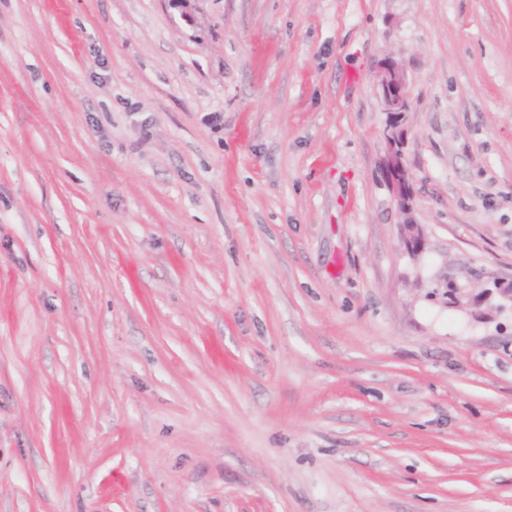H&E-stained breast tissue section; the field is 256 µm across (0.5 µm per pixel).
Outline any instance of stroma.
<instances>
[{
	"instance_id": "stroma-1",
	"label": "stroma",
	"mask_w": 512,
	"mask_h": 512,
	"mask_svg": "<svg viewBox=\"0 0 512 512\" xmlns=\"http://www.w3.org/2000/svg\"><path fill=\"white\" fill-rule=\"evenodd\" d=\"M448 275L512 280V0H0V512H512ZM378 94L390 120L384 132L386 153L384 159L387 177L395 191L401 212L406 215L412 208L411 177L403 157L404 114L408 112L407 80L402 64L385 58L379 67Z\"/></svg>"
}]
</instances>
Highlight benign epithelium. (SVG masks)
<instances>
[{
	"mask_svg": "<svg viewBox=\"0 0 512 512\" xmlns=\"http://www.w3.org/2000/svg\"><path fill=\"white\" fill-rule=\"evenodd\" d=\"M378 94L384 111L390 114V120L384 132L386 153L384 159L387 177L395 191L403 214L412 208L413 191L411 177L403 157L404 114L408 111L407 80L402 64L392 58L381 61L379 67ZM402 236L405 249L413 255L421 252L423 247L422 233L418 225L404 220ZM479 309L477 316L490 318L495 313L512 306V289L504 290L500 286L486 288L480 299L473 297L470 289L459 286L456 288L450 305L458 307L462 300Z\"/></svg>",
	"mask_w": 512,
	"mask_h": 512,
	"instance_id": "benign-epithelium-1",
	"label": "benign epithelium"
}]
</instances>
